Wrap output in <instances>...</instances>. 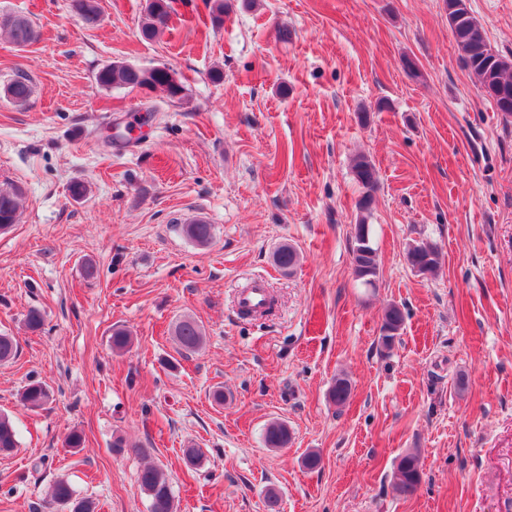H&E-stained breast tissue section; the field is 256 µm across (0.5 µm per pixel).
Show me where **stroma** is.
<instances>
[{"label":"stroma","instance_id":"stroma-1","mask_svg":"<svg viewBox=\"0 0 512 512\" xmlns=\"http://www.w3.org/2000/svg\"><path fill=\"white\" fill-rule=\"evenodd\" d=\"M228 4L215 24L212 0H176L147 39L146 0H98L91 25L72 0H0L38 30L24 48L0 34V187L24 192L0 232V333L20 344L0 365V412L21 442L0 456V512H67L50 498L61 478L96 512H149L148 463L175 512H267L271 489L279 512H512V116L463 65L445 0ZM468 4L512 58V0ZM112 63L169 67L187 96L99 86ZM21 74L18 105L3 90ZM358 154L378 175L372 288L352 265ZM198 218L205 246L181 230ZM422 241L441 251L431 276L406 260ZM283 244L300 256L289 273ZM255 280L275 305L245 320L237 296ZM391 303L405 321L387 350ZM186 317L205 339L181 354ZM116 327L132 337L121 354ZM32 378L53 392L36 411L20 402ZM273 421L287 447H266ZM412 451L422 479L402 498L392 482ZM139 482L150 499V512H174V496L165 471L157 466L144 467Z\"/></svg>","mask_w":512,"mask_h":512}]
</instances>
